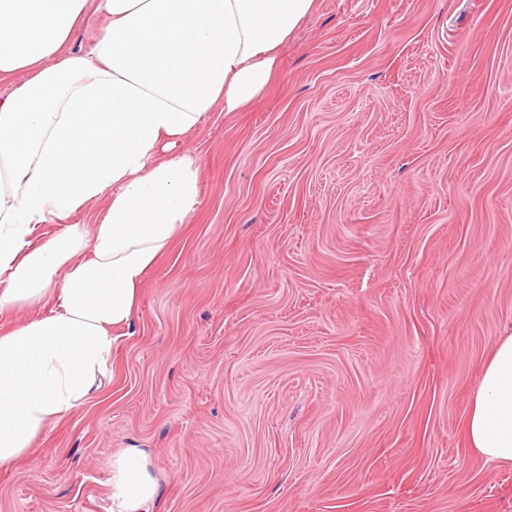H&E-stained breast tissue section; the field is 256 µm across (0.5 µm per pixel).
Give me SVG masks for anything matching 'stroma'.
<instances>
[{"instance_id": "1", "label": "stroma", "mask_w": 512, "mask_h": 512, "mask_svg": "<svg viewBox=\"0 0 512 512\" xmlns=\"http://www.w3.org/2000/svg\"><path fill=\"white\" fill-rule=\"evenodd\" d=\"M184 150L200 203L112 377L0 469V512H512L469 447L512 329V0H316L276 81ZM150 465V455L144 448H125L112 457L113 512H151L159 486Z\"/></svg>"}]
</instances>
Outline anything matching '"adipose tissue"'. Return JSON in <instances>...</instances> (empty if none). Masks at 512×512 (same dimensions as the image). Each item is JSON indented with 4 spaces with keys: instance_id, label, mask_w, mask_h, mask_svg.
<instances>
[{
    "instance_id": "obj_1",
    "label": "adipose tissue",
    "mask_w": 512,
    "mask_h": 512,
    "mask_svg": "<svg viewBox=\"0 0 512 512\" xmlns=\"http://www.w3.org/2000/svg\"><path fill=\"white\" fill-rule=\"evenodd\" d=\"M109 19L89 54L68 51L90 6ZM315 0H0V468L109 375L147 272L200 198L186 137L216 107L238 112L272 83ZM104 211L71 216L94 200ZM61 223L48 239L39 225ZM470 447L512 466V334L483 366L465 420ZM112 512H151L143 448L111 463Z\"/></svg>"
}]
</instances>
